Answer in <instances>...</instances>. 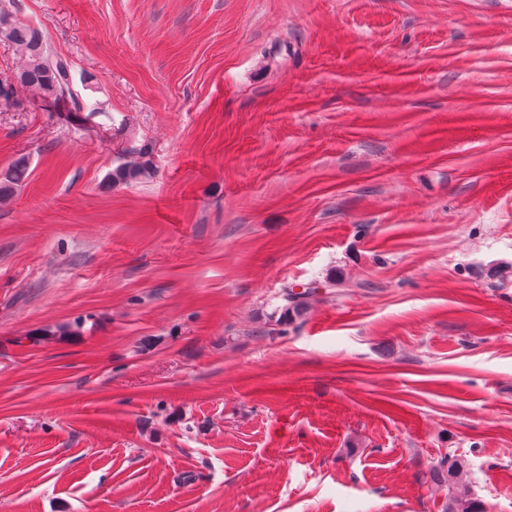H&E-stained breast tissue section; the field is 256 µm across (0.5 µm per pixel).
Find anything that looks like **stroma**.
I'll use <instances>...</instances> for the list:
<instances>
[{
    "instance_id": "stroma-1",
    "label": "stroma",
    "mask_w": 512,
    "mask_h": 512,
    "mask_svg": "<svg viewBox=\"0 0 512 512\" xmlns=\"http://www.w3.org/2000/svg\"><path fill=\"white\" fill-rule=\"evenodd\" d=\"M1 5L0 512H512V0ZM0 41L12 44L24 57L14 75V80L22 88L61 103L70 113L87 109L86 103L72 87L69 61L51 54L39 32L14 20L3 6L0 8ZM153 173L152 165L149 160H145L144 156L136 161L130 162L119 167L112 174V180L118 182H128L151 176ZM448 459H443L440 462V470L446 481L448 487L456 488L460 483L461 470L456 463H451L448 466ZM445 467L446 470H445ZM446 512H484L483 504L480 499L472 496L468 488L464 487L458 491L453 492L448 497V505L445 507Z\"/></svg>"
}]
</instances>
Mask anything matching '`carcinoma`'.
Listing matches in <instances>:
<instances>
[{
  "instance_id": "obj_1",
  "label": "carcinoma",
  "mask_w": 512,
  "mask_h": 512,
  "mask_svg": "<svg viewBox=\"0 0 512 512\" xmlns=\"http://www.w3.org/2000/svg\"><path fill=\"white\" fill-rule=\"evenodd\" d=\"M0 41L12 44L24 57L22 65L14 75V80L22 88L62 104L70 113L83 112L87 109L86 103L72 87L69 61L51 54L35 28L14 20L2 7L0 8ZM26 171L27 163L23 159L12 166L0 181V198L12 193L14 186L25 178ZM152 173L150 161L141 157L116 169L112 174V180L128 182L149 177ZM311 294L312 291L309 288L301 292L292 290L286 293L284 310L302 313ZM440 472L448 481V486L455 489L459 485L461 470L457 464H450L448 460L443 459L440 462ZM445 512H484V508L481 500L473 496L465 487L455 490L448 497Z\"/></svg>"
}]
</instances>
